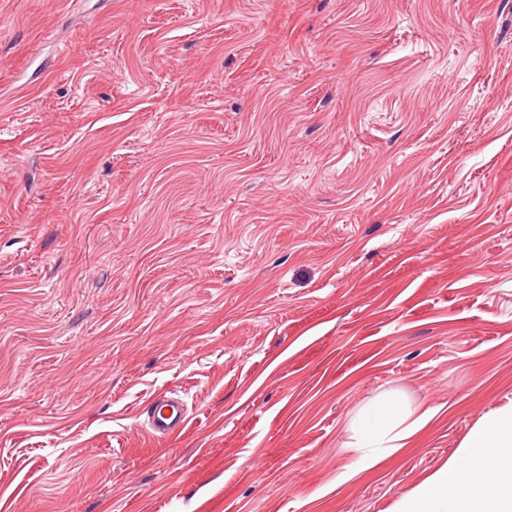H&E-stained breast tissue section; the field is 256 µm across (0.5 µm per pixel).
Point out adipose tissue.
Instances as JSON below:
<instances>
[{
  "label": "adipose tissue",
  "mask_w": 512,
  "mask_h": 512,
  "mask_svg": "<svg viewBox=\"0 0 512 512\" xmlns=\"http://www.w3.org/2000/svg\"><path fill=\"white\" fill-rule=\"evenodd\" d=\"M406 412L387 398L360 415L364 452L360 465L370 468L406 447L433 417ZM397 512H512V405L476 424L460 449L404 498Z\"/></svg>",
  "instance_id": "adipose-tissue-1"
}]
</instances>
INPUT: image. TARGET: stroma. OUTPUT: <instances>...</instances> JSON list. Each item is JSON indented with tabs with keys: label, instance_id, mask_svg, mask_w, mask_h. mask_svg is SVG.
<instances>
[{
	"label": "stroma",
	"instance_id": "35a3bbf8",
	"mask_svg": "<svg viewBox=\"0 0 512 512\" xmlns=\"http://www.w3.org/2000/svg\"><path fill=\"white\" fill-rule=\"evenodd\" d=\"M511 403L512 0H0V512H395ZM153 434L167 438L181 431L187 420L183 402L174 396H163L150 403L148 413ZM427 409L413 419L397 398H387L359 416L358 426L363 430L360 448H366L360 459V468L376 465L384 456L405 448L409 439L435 415Z\"/></svg>",
	"mask_w": 512,
	"mask_h": 512
}]
</instances>
